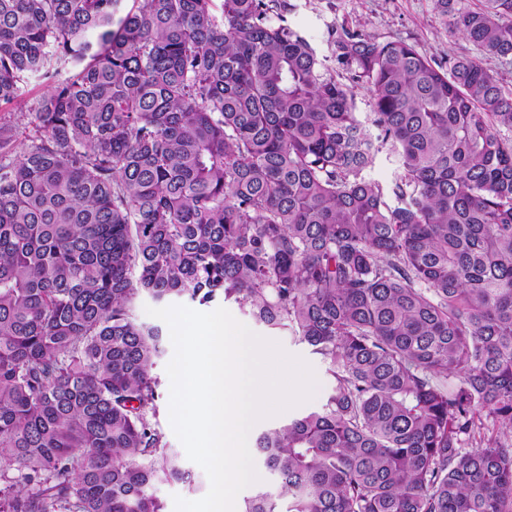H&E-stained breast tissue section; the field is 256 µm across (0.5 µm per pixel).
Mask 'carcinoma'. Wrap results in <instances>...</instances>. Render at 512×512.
Returning <instances> with one entry per match:
<instances>
[{
    "label": "carcinoma",
    "instance_id": "cac0c4a2",
    "mask_svg": "<svg viewBox=\"0 0 512 512\" xmlns=\"http://www.w3.org/2000/svg\"><path fill=\"white\" fill-rule=\"evenodd\" d=\"M123 2L0 0V512H163L186 479L143 293L324 364L245 512H512V0H431L478 50L443 62L345 25L320 55L289 0ZM367 177L381 184L384 188L390 186L397 175L395 159L390 155L388 148L378 154L374 165L368 169ZM170 306H185L198 312L208 313L219 307L227 309L235 319L248 326L256 334L279 343L282 348L289 354L301 357L313 369L316 379L317 388L314 396L307 402L302 403L287 412L280 413L268 419L260 421L254 430L253 440L265 431L279 427L281 424L296 417L303 412L317 407L322 402L326 392L329 390V380L324 375V367L320 359L310 352L309 347L300 342L292 333L283 330H272L264 325L256 322L246 311L233 301L216 300L211 303L200 305L188 301H172L161 302L154 301L149 295L142 294L135 303V316L140 323L147 325H157L162 329V349L161 356L156 360L152 369V375L157 378L160 383L161 398L158 401L156 414L152 417L155 427L165 434L167 439V451L178 454L184 469L189 470L195 480L190 486L183 482L162 483L156 488V495L164 502L165 512H175V497L184 500H197L206 495L209 490V479L205 471L195 462L188 459L185 449L180 440L175 435L170 421V379L166 371V366L171 360L174 349L170 340V331L168 325L155 317L149 316L145 308H165Z\"/></svg>",
    "mask_w": 512,
    "mask_h": 512
}]
</instances>
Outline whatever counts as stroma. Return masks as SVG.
Here are the masks:
<instances>
[{"label": "stroma", "mask_w": 512, "mask_h": 512, "mask_svg": "<svg viewBox=\"0 0 512 512\" xmlns=\"http://www.w3.org/2000/svg\"><path fill=\"white\" fill-rule=\"evenodd\" d=\"M293 11L288 16L290 25L299 30L316 48L319 54L327 52L328 30L332 25H347L380 37V39H402L418 46L428 57L441 59L448 56L472 55L476 49L469 41L446 32L439 17L434 13L430 0H292ZM235 319L248 326L256 334L279 343L289 354L301 357L313 369L317 388L313 397L286 412L260 421L256 432L262 433L303 412L317 407L329 389V380L324 374L320 359L309 347L292 333L272 330L256 322L237 303L224 304ZM163 352L157 359L152 374L160 383L161 397L152 421L165 434L169 451L180 454L181 464L189 470L193 484L168 482L157 486L156 494L165 505V512H175L176 499L197 500L209 490V479L205 471L195 462L186 459L185 449L175 435L170 421V379L166 366L174 349L170 338L162 340Z\"/></svg>", "instance_id": "stroma-1"}]
</instances>
